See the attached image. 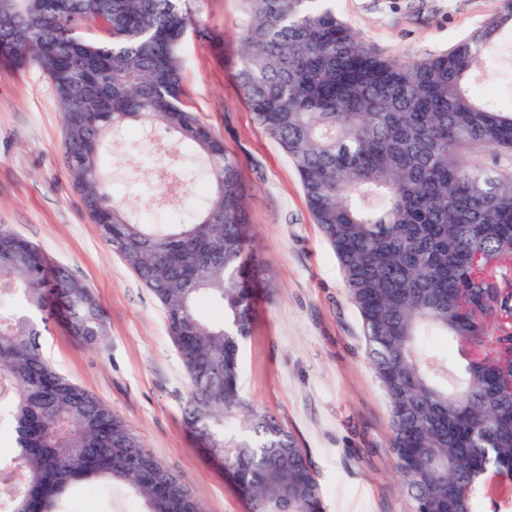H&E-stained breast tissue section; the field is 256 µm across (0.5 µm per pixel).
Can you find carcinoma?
Wrapping results in <instances>:
<instances>
[{
  "mask_svg": "<svg viewBox=\"0 0 512 512\" xmlns=\"http://www.w3.org/2000/svg\"><path fill=\"white\" fill-rule=\"evenodd\" d=\"M17 2L34 35L0 46V73L35 66L88 80L86 92L55 91L67 174L93 201L101 238L165 310L190 383L187 429L244 512H323L294 435L240 394L259 258L239 162L182 100L179 47L198 24L194 0ZM325 2L241 0L237 80L294 164L361 317L410 512H473L477 485L512 482V106L501 103L512 82L475 86L501 54L512 0L448 52L414 61L383 55ZM86 24L106 37L83 39ZM134 123L176 135L204 162L162 155L154 170L178 195H197L192 222L146 224L105 195L103 145ZM204 297L224 321L200 316ZM58 315L85 342L106 335L92 289L0 225V408L16 434L15 454L0 457V512H65L90 484L126 487L143 512H201L122 417L44 357L40 325ZM422 336L456 342L458 385L448 386V355L425 354ZM239 416L251 435L227 437Z\"/></svg>",
  "mask_w": 512,
  "mask_h": 512,
  "instance_id": "obj_1",
  "label": "carcinoma"
}]
</instances>
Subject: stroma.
<instances>
[{"label":"stroma","instance_id":"1","mask_svg":"<svg viewBox=\"0 0 512 512\" xmlns=\"http://www.w3.org/2000/svg\"><path fill=\"white\" fill-rule=\"evenodd\" d=\"M337 16L383 55H439L482 26L504 0H331ZM199 17L224 39L215 51L196 32L182 46L186 104L239 162L262 274L243 341L244 398L291 431L321 485L325 512H409L388 447L389 406L368 359L363 327L336 257L315 224L292 161L255 122L236 78L240 0H199ZM61 110L49 77L30 67L0 75V224L36 244L98 296L107 334L79 343L59 321L41 338L71 382L123 417L145 448L204 512H244L237 495L183 421L189 381L162 305L105 244L72 188L61 149ZM106 189L151 224L179 221L193 204H163L161 185L106 151ZM127 489H84L70 512H141Z\"/></svg>","mask_w":512,"mask_h":512}]
</instances>
